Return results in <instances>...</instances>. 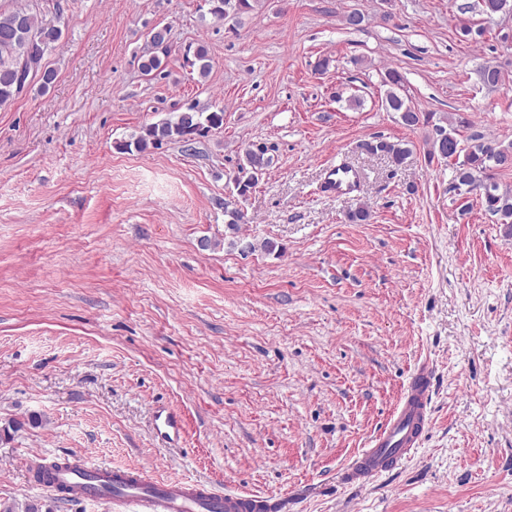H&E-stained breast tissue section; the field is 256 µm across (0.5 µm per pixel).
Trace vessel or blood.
<instances>
[{"label": "vessel or blood", "mask_w": 512, "mask_h": 512, "mask_svg": "<svg viewBox=\"0 0 512 512\" xmlns=\"http://www.w3.org/2000/svg\"><path fill=\"white\" fill-rule=\"evenodd\" d=\"M359 172L345 164L328 170L325 190L336 196L354 195ZM435 372L429 362L414 369L397 408L385 427L359 452L344 470L346 484L360 486L417 448L430 424ZM26 473L33 487L62 493L71 498L101 499L109 483H124V491L110 499L116 512H201V502H210L214 512H282L283 499L271 496L221 493L201 480L147 483L140 473L120 470L78 456L76 464L61 463L43 454L30 455Z\"/></svg>", "instance_id": "b4317fda"}]
</instances>
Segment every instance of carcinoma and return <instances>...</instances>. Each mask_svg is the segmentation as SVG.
<instances>
[{"label":"carcinoma","instance_id":"carcinoma-1","mask_svg":"<svg viewBox=\"0 0 512 512\" xmlns=\"http://www.w3.org/2000/svg\"><path fill=\"white\" fill-rule=\"evenodd\" d=\"M207 13L218 20L229 17L239 21L254 10L256 0H204ZM62 29L46 22L37 14L16 8L0 12V108L11 105L28 84V75L41 72L40 89L47 90L56 80L52 70H41L42 60L48 50L62 39ZM386 86L385 108L398 115L406 127L432 126L429 139L428 158H439L452 163L451 189L459 195L468 194V187L474 183L485 185L479 195L484 211L497 219V223L512 231V191L501 188L498 173L512 168V145L491 146L483 135L474 133L467 139V145L460 146L457 128L470 125L468 118L457 115L435 119L433 112H419L398 93L402 87V76L395 70L386 71L382 78ZM224 125V111L204 114L193 108L178 112L159 123L142 127L138 135L125 142L121 148L146 150L157 148L173 140L190 142L213 129ZM374 151L386 155L392 163L399 165L410 154L409 148L401 143L381 140ZM463 159L452 161L456 154ZM273 163L268 149L259 146L245 151L235 178L237 197L243 199L258 185L259 180Z\"/></svg>","mask_w":512,"mask_h":512}]
</instances>
